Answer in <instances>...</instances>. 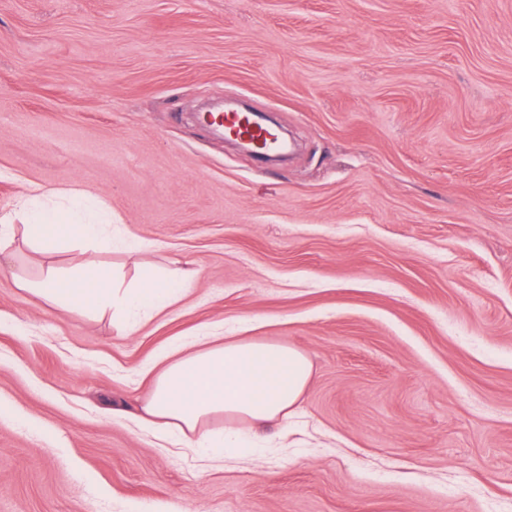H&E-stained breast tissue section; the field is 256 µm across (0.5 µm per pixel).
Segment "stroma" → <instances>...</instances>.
Returning a JSON list of instances; mask_svg holds the SVG:
<instances>
[{
	"mask_svg": "<svg viewBox=\"0 0 512 512\" xmlns=\"http://www.w3.org/2000/svg\"><path fill=\"white\" fill-rule=\"evenodd\" d=\"M222 101L291 158L213 135ZM28 186L111 203L92 251L126 280L200 273L149 319L0 271V512H512V0H0V213ZM213 324L312 374L202 472L130 418Z\"/></svg>",
	"mask_w": 512,
	"mask_h": 512,
	"instance_id": "35a3bbf8",
	"label": "stroma"
}]
</instances>
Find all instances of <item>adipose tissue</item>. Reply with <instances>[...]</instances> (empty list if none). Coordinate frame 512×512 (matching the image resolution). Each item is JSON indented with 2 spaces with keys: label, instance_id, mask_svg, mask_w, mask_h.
Masks as SVG:
<instances>
[{
  "label": "adipose tissue",
  "instance_id": "obj_1",
  "mask_svg": "<svg viewBox=\"0 0 512 512\" xmlns=\"http://www.w3.org/2000/svg\"><path fill=\"white\" fill-rule=\"evenodd\" d=\"M57 199L51 206L29 193L0 215V256L10 246L17 219L46 253L63 239L75 246L96 242L112 225L111 205L93 200L86 191L69 190ZM196 275V270L180 268L161 279L129 284L88 257L74 273L50 268L40 282L22 279L18 285L57 304L102 313L117 306L155 314L185 297ZM145 371L153 376L152 389L137 422L161 435L179 433L183 445L208 463L234 458L240 442L235 421L258 431L287 426L309 383L311 363L304 352L260 336L228 341L210 333L201 339H174ZM218 417L225 420L223 430L209 429V421Z\"/></svg>",
  "mask_w": 512,
  "mask_h": 512
}]
</instances>
